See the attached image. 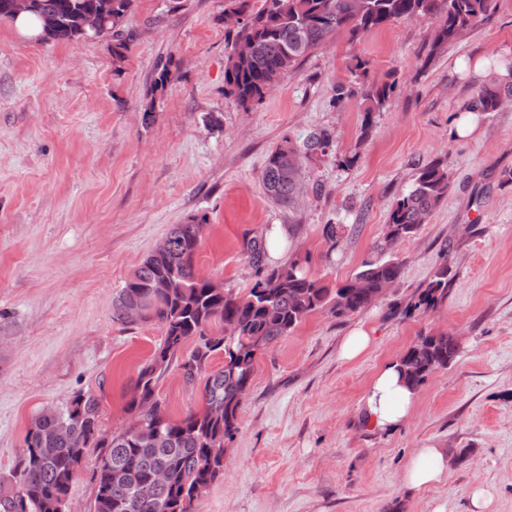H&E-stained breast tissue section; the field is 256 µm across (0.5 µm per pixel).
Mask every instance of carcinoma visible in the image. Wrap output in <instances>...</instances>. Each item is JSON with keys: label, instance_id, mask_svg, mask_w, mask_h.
Returning a JSON list of instances; mask_svg holds the SVG:
<instances>
[{"label": "carcinoma", "instance_id": "cac0c4a2", "mask_svg": "<svg viewBox=\"0 0 512 512\" xmlns=\"http://www.w3.org/2000/svg\"><path fill=\"white\" fill-rule=\"evenodd\" d=\"M495 0H224V10L244 15L234 41L253 43L244 63L227 56L224 93L245 110L261 100L280 77L326 40L342 33L356 40L365 33L392 22L412 18L437 19L429 55L461 40L488 20ZM97 0H31L28 15L40 24L37 40L79 42L89 38L82 29L84 17ZM133 0H112V16L106 28L112 31V56L124 60L133 36L125 32V20ZM170 62L156 66L151 96L143 103V120L155 113V95L170 81ZM396 82L374 85L366 91L363 134H368L370 116L386 104ZM512 98V88L495 84L480 87L467 108L497 112ZM334 138L326 129L313 131L302 146L290 141L272 150L261 172V181L276 204L295 207L301 187L284 176L288 153L305 162L315 154L332 152ZM448 167L435 160L417 173L412 189L390 208L388 222L376 245L378 257L364 263L349 281L329 288L306 275L297 262L277 267L267 263L263 238L247 243V257L255 270L248 293L230 289L215 294L209 278L195 273L194 256L200 246L206 218L201 223L176 224L127 280L112 301V321L124 323L128 303L147 297L150 304L144 321L157 323L163 337L141 366L134 388L138 395L126 402L131 425L112 434L102 432L100 403L90 392L77 391L51 416L36 415L12 479L0 482V512H61L70 493L77 468L90 449L98 450L94 512H194L203 491L224 475V463L214 450L224 447L238 430L239 412L251 384L257 354L290 334L308 315L326 310L336 318L359 313L369 299L388 283L397 282L402 261L395 247L414 237L448 195ZM448 256H443L432 279L421 289L413 307L434 310L448 297L452 279ZM233 322L231 338L210 332L214 325ZM195 347L179 367L189 385H199L203 409L173 420L155 393L159 378L181 352L186 340ZM224 353L223 365L206 372L212 356ZM459 347L448 333L424 334L398 359L404 381L419 387L427 377L450 368ZM163 467L168 484L155 501H133L134 487L154 469Z\"/></svg>", "mask_w": 512, "mask_h": 512}]
</instances>
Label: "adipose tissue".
<instances>
[{"label": "adipose tissue", "mask_w": 512, "mask_h": 512, "mask_svg": "<svg viewBox=\"0 0 512 512\" xmlns=\"http://www.w3.org/2000/svg\"><path fill=\"white\" fill-rule=\"evenodd\" d=\"M417 393L401 378L396 364L381 368L361 398L362 413L368 422L380 430L399 426L410 415ZM450 461L444 449H415L405 473V481L416 488L439 483L447 474Z\"/></svg>", "instance_id": "obj_1"}]
</instances>
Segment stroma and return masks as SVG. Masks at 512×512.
Segmentation results:
<instances>
[{
	"label": "stroma",
	"instance_id": "obj_1",
	"mask_svg": "<svg viewBox=\"0 0 512 512\" xmlns=\"http://www.w3.org/2000/svg\"><path fill=\"white\" fill-rule=\"evenodd\" d=\"M433 27L401 20L354 42L329 39L245 110L224 93V0H182L175 12L168 0H134L123 61L108 38L45 44L0 21V480L32 418L76 391L98 397L103 432L127 425L129 387L162 331L113 322L112 301L173 225L206 219L194 269L234 292L254 283L245 242L278 224L288 237L277 263L299 262L333 286L375 258L391 205L438 159L448 195L396 247L403 270L387 296L341 319L315 312L259 355L224 476L196 512H471L478 486L495 512H512V102L480 114L470 137L454 134L486 82L459 64L512 62V0H495L489 21L434 56ZM166 60L172 77L147 125L141 105ZM390 80L394 92L362 133L365 89ZM340 83L354 93L335 106ZM320 128L333 132V152L308 161L306 195L282 209L264 193L265 159ZM344 155L352 167L338 166ZM329 223L347 227L334 249ZM447 253V300L401 314ZM359 326L370 345L344 359ZM441 332L460 339L456 363L418 387L400 427L373 428L359 412L373 376L419 335ZM157 392L174 418L202 405L175 367ZM430 444L447 451V476L406 487L414 450ZM95 468L91 454L76 470L68 512H94Z\"/></svg>",
	"mask_w": 512,
	"mask_h": 512
}]
</instances>
